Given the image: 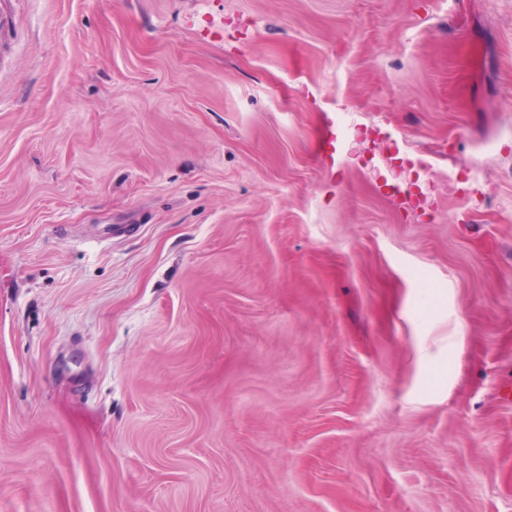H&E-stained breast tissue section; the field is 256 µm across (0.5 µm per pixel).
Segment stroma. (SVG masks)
<instances>
[{
  "label": "stroma",
  "instance_id": "1",
  "mask_svg": "<svg viewBox=\"0 0 512 512\" xmlns=\"http://www.w3.org/2000/svg\"><path fill=\"white\" fill-rule=\"evenodd\" d=\"M15 8L0 512H512V0ZM314 149L323 164L335 166L338 155V137L334 120L328 121L320 138L315 142Z\"/></svg>",
  "mask_w": 512,
  "mask_h": 512
}]
</instances>
